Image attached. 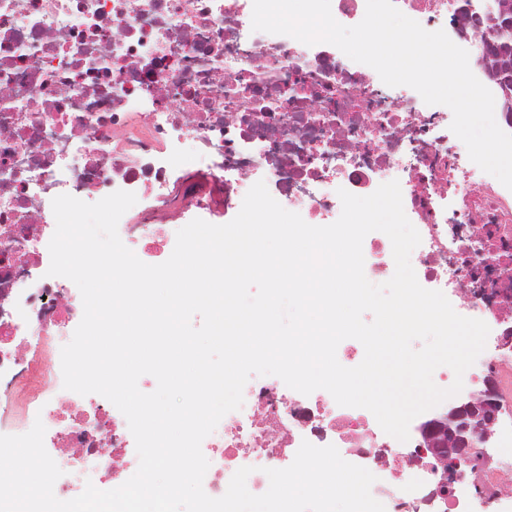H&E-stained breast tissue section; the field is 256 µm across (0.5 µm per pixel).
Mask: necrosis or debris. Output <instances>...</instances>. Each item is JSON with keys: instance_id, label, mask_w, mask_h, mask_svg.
Listing matches in <instances>:
<instances>
[{"instance_id": "1", "label": "necrosis or debris", "mask_w": 512, "mask_h": 512, "mask_svg": "<svg viewBox=\"0 0 512 512\" xmlns=\"http://www.w3.org/2000/svg\"><path fill=\"white\" fill-rule=\"evenodd\" d=\"M424 29L456 24L461 0H395ZM253 0H0V435L42 420L62 471L58 499L75 498L72 470L101 490L135 473L136 444L122 413L98 394L64 389L61 348L83 304L75 284L48 276L53 199L88 203L124 190L137 197L123 242L162 255L169 212L239 209L265 181L285 209L328 217L339 189L358 196L398 180L421 243L416 276L453 291L467 317L490 328L463 375L480 396L487 379L512 398V190L470 161L444 105L337 47L252 31ZM244 404L202 442L203 489L225 494L251 467L255 495L267 469L288 467L302 441L334 445L378 474L386 512H512V424L496 459L477 454L448 494L434 459L412 462L367 409L303 395L277 378L245 385Z\"/></svg>"}]
</instances>
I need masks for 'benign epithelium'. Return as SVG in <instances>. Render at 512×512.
<instances>
[{"mask_svg":"<svg viewBox=\"0 0 512 512\" xmlns=\"http://www.w3.org/2000/svg\"><path fill=\"white\" fill-rule=\"evenodd\" d=\"M488 24L512 29V16L503 12L496 19L473 11L465 23L454 26V32L459 39L468 42L472 33ZM483 73L492 84L504 89L512 86V78L503 70L485 67ZM499 411L496 384L490 379L480 397L457 399L417 426L420 441L410 457L418 462L428 455L435 459L438 467L434 472L439 474L437 492L449 490L452 481L460 477L461 463L478 448L479 438L490 435Z\"/></svg>","mask_w":512,"mask_h":512,"instance_id":"benign-epithelium-1","label":"benign epithelium"}]
</instances>
